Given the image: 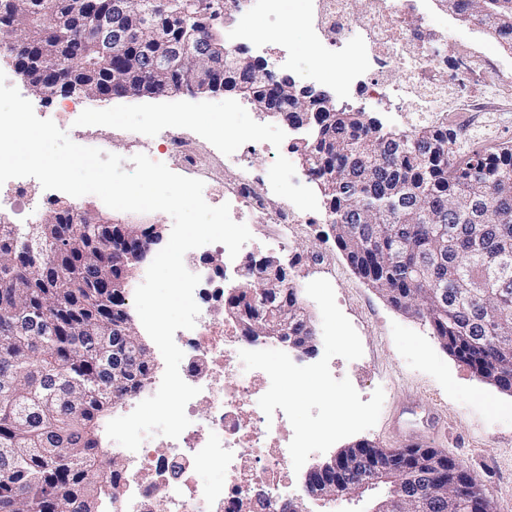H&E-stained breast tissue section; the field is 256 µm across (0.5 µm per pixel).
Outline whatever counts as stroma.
Returning <instances> with one entry per match:
<instances>
[{"label":"stroma","instance_id":"1","mask_svg":"<svg viewBox=\"0 0 512 512\" xmlns=\"http://www.w3.org/2000/svg\"><path fill=\"white\" fill-rule=\"evenodd\" d=\"M308 5L309 0H284V14L290 21L286 43L277 44L275 24L262 16L243 28L241 40L250 56L264 59L276 73L327 92L333 104L344 106L338 91L341 72L316 73L311 43L298 35ZM70 103L74 123L89 122L95 112L101 114L100 126L105 130L115 122L138 125L152 119L161 121L163 128L183 132L188 148L209 155L220 157L248 149L244 163L225 171V182L247 181L258 196L276 193L299 213L300 223L291 226L290 238L281 246L262 236L261 215L245 216L243 222L252 238L243 251L287 263L298 298L313 320H320V310L305 288L318 278L331 282L338 307L360 337L363 355L354 361L333 358L330 371L334 378L349 379L362 401H369L378 388L385 394L377 424L317 454V464L330 462L343 448L358 442L397 449L403 445L404 432L434 427L438 433L432 448L463 464L491 500L494 512H512V393L479 379L440 346L427 320L397 310L354 273L326 220L324 198L294 149L300 141L298 133L277 118L261 114L233 91L115 97L95 103L74 97ZM216 113L224 116L219 132L211 125ZM29 195L28 209L35 224L51 202L59 200L110 214L116 222L159 224L167 233L173 226L166 213L112 212L97 196L77 198L46 190L36 180L30 184Z\"/></svg>","mask_w":512,"mask_h":512}]
</instances>
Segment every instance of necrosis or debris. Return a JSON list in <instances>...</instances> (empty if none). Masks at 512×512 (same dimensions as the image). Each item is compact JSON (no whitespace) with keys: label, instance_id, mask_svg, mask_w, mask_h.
Returning <instances> with one entry per match:
<instances>
[{"label":"necrosis or debris","instance_id":"1","mask_svg":"<svg viewBox=\"0 0 512 512\" xmlns=\"http://www.w3.org/2000/svg\"><path fill=\"white\" fill-rule=\"evenodd\" d=\"M314 2L302 31L324 66L346 72L343 96L394 97L401 111L441 112L452 123L512 120V89H482L492 66L512 67V52H497L461 34L452 64L437 62L429 47L446 39L449 29L430 24L425 0H365L360 10L354 9V0ZM352 29L358 36L351 41L347 33ZM394 69L403 73L404 87L383 80V73ZM112 134L179 170L204 164L171 131L160 142L145 129L116 126ZM224 200L232 219H239L244 207L266 215L281 240L295 221L288 204L253 195L245 182L225 192ZM175 342L184 353L181 377L199 389L186 406L190 424L161 449L150 436L135 452L112 446L121 465L107 475L113 489L103 512H288L293 431L283 411L265 416L258 400L270 379L264 371L245 370L239 356L243 350L265 349V342L246 341L238 321L205 314L193 329L176 331ZM206 466L223 468L224 481L203 480L200 472Z\"/></svg>","mask_w":512,"mask_h":512}]
</instances>
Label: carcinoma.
Here are the masks:
<instances>
[{
  "instance_id": "cac0c4a2",
  "label": "carcinoma",
  "mask_w": 512,
  "mask_h": 512,
  "mask_svg": "<svg viewBox=\"0 0 512 512\" xmlns=\"http://www.w3.org/2000/svg\"><path fill=\"white\" fill-rule=\"evenodd\" d=\"M220 0H157L154 26L132 47L142 58L120 91L143 96L158 87L148 68L155 53L202 41L199 17L216 16ZM452 12L494 28L512 46V0H440ZM114 0H0V46L18 72L43 94L62 82L86 86L90 101L109 99L122 63L97 48L98 15ZM240 92L255 105L281 86L268 73L208 88ZM301 160L317 181L326 219L354 267L392 301L412 290L440 336L483 338L484 361L512 374V144L463 146L435 119L410 129H384L363 111L336 106L309 127ZM66 207L51 208L36 226L0 224V290L14 310L0 312V512H99L108 492L102 429L113 400L137 387L151 363L142 357L119 376L114 340L131 322L126 298L96 283L130 279L136 262L113 261L112 229L84 225L67 239L56 225ZM284 291L250 280L224 309L253 314L252 298L279 302ZM424 512H451L453 491L431 494L430 479L401 482Z\"/></svg>"
}]
</instances>
